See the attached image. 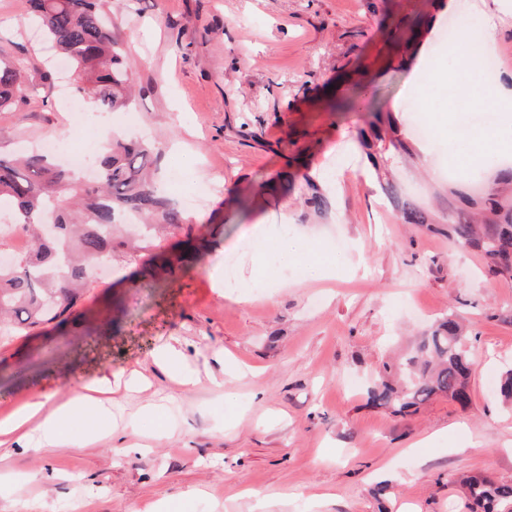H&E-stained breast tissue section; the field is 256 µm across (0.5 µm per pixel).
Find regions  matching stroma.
<instances>
[{
	"mask_svg": "<svg viewBox=\"0 0 512 512\" xmlns=\"http://www.w3.org/2000/svg\"><path fill=\"white\" fill-rule=\"evenodd\" d=\"M482 0H114L112 27L131 53L136 98L110 114L100 139L159 142V165L194 156L221 189L192 211L205 248L196 269L147 286L132 264L80 301L84 330L0 342V418L31 400L77 399L97 379L137 370L151 384L113 394L112 415L70 431L69 449L15 437L0 446V512H468L452 475L512 479V407L494 390L512 368V279L447 235L400 221L355 146L370 112L401 122L417 170L404 192L448 221V161L490 178L512 162L502 146L455 147V85L469 56L438 30ZM429 66L401 63L403 42ZM0 54L30 64L17 111L0 112V153L65 135L73 86L28 19L27 0H0ZM437 68L433 93L421 76ZM352 100L332 111L329 96ZM433 141L416 137L411 101ZM326 180L327 217L303 218L301 186L279 172ZM297 240L333 265L311 281L270 244ZM234 258L239 298L211 286ZM457 314L474 361L470 403L441 398L396 416L368 404L373 371L433 320ZM179 343L183 388L150 353ZM139 445L121 456L113 432ZM390 484L383 498L377 485Z\"/></svg>",
	"mask_w": 512,
	"mask_h": 512,
	"instance_id": "stroma-1",
	"label": "stroma"
}]
</instances>
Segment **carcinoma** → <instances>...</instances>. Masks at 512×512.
<instances>
[{
    "instance_id": "1",
    "label": "carcinoma",
    "mask_w": 512,
    "mask_h": 512,
    "mask_svg": "<svg viewBox=\"0 0 512 512\" xmlns=\"http://www.w3.org/2000/svg\"><path fill=\"white\" fill-rule=\"evenodd\" d=\"M107 0H29L43 33L71 66L76 97L98 112H111L131 97V61L112 35ZM27 62L0 58V112L17 109L24 97ZM358 145L388 203L405 224L428 232H446L460 246L482 253L493 274L512 278V167L494 180V192L467 197L481 222L466 209L448 214V228L435 224L401 188L390 155L413 152L390 115L373 114ZM160 151L140 142L112 141L107 152L93 156L100 179L84 183L75 172L59 168L32 151L15 158L0 155V207L12 212L13 224L30 239L26 254L0 265V326L20 334L55 324L66 327L83 290L94 282L102 260H143L169 277L189 270L197 248L194 226L159 193L155 171ZM303 204L321 215L330 198L310 175ZM186 229L183 252L171 259L157 237L169 227ZM470 338L450 314L417 337L400 362L386 364L367 389L368 401L394 415H404L434 398L464 407L473 362ZM470 512H512V480L483 475L458 479Z\"/></svg>"
}]
</instances>
